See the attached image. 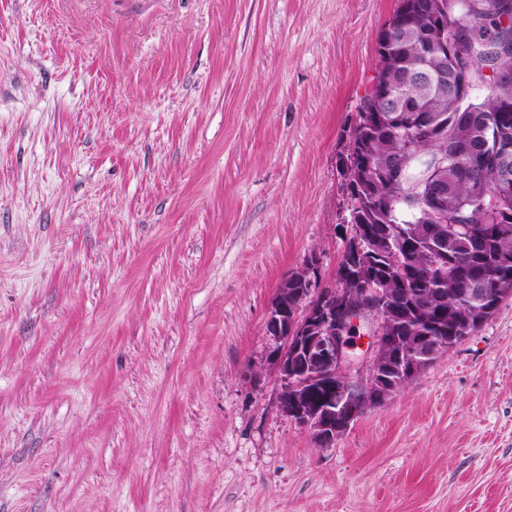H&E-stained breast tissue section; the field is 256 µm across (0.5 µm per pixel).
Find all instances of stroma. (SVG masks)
I'll return each instance as SVG.
<instances>
[{
    "label": "stroma",
    "instance_id": "1",
    "mask_svg": "<svg viewBox=\"0 0 512 512\" xmlns=\"http://www.w3.org/2000/svg\"><path fill=\"white\" fill-rule=\"evenodd\" d=\"M396 6L0 0V512H512V297L332 446L276 406Z\"/></svg>",
    "mask_w": 512,
    "mask_h": 512
}]
</instances>
